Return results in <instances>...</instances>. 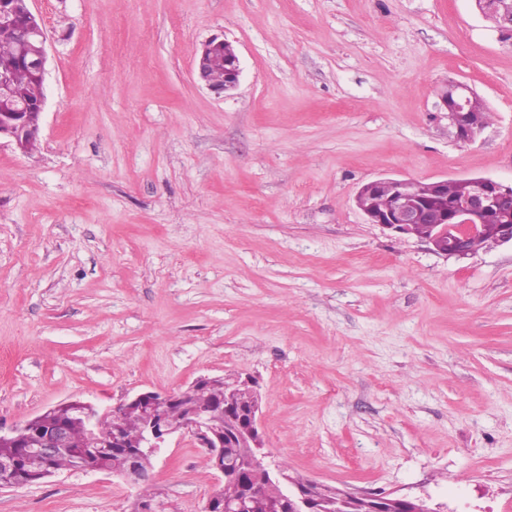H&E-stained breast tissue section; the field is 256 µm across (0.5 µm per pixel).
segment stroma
Segmentation results:
<instances>
[{"label":"stroma","instance_id":"stroma-1","mask_svg":"<svg viewBox=\"0 0 512 512\" xmlns=\"http://www.w3.org/2000/svg\"><path fill=\"white\" fill-rule=\"evenodd\" d=\"M35 152L0 145V433L252 377L268 460L343 491L512 512V246L458 259L367 223L381 177L512 182V40L473 0H33ZM230 42L238 86L195 64ZM490 119L457 141L438 92ZM173 436L146 482L62 471L0 512H204ZM222 66L224 71L216 74V78L222 81L213 79V71ZM196 73L198 78L212 91L226 92L233 90L239 83L241 74L239 58L233 46L214 38L207 42L202 49V52L196 61Z\"/></svg>","mask_w":512,"mask_h":512}]
</instances>
